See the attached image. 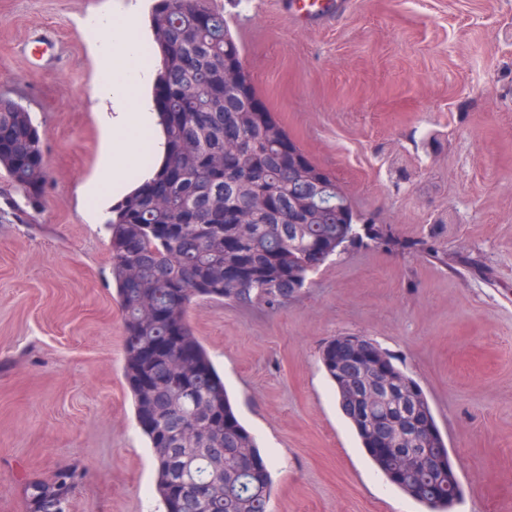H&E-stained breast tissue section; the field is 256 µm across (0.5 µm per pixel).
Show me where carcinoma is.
<instances>
[{
    "instance_id": "1",
    "label": "carcinoma",
    "mask_w": 512,
    "mask_h": 512,
    "mask_svg": "<svg viewBox=\"0 0 512 512\" xmlns=\"http://www.w3.org/2000/svg\"><path fill=\"white\" fill-rule=\"evenodd\" d=\"M148 24L165 157L112 206L106 222L123 313V375L165 512H267L271 466L195 336L190 309L201 300L291 297L309 272L354 244L385 240L386 230L359 223L336 184L302 151L284 162L287 133L256 97L241 94L252 81L211 0H153ZM42 161L31 112L0 94V171L34 210L48 180ZM320 360L362 448L371 433L350 410V385L379 390H364L361 399L383 429L417 413L413 445L430 454L369 459L429 512H452L448 476H456L455 465L417 381L401 369L386 378L370 367H338L334 339ZM241 448L251 456L250 474L241 471ZM82 478L64 467L49 481L31 482L28 512H69Z\"/></svg>"
}]
</instances>
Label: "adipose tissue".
<instances>
[{
	"label": "adipose tissue",
	"mask_w": 512,
	"mask_h": 512,
	"mask_svg": "<svg viewBox=\"0 0 512 512\" xmlns=\"http://www.w3.org/2000/svg\"><path fill=\"white\" fill-rule=\"evenodd\" d=\"M86 25L97 35V93L106 102L98 115L105 157L99 180L88 193L90 213L102 223L116 199L151 177L146 157H163L164 147L149 95L155 70L145 57V35L136 15L93 16Z\"/></svg>",
	"instance_id": "obj_1"
}]
</instances>
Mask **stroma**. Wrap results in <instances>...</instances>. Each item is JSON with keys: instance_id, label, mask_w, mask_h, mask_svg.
<instances>
[{"instance_id": "35a3bbf8", "label": "stroma", "mask_w": 512, "mask_h": 512, "mask_svg": "<svg viewBox=\"0 0 512 512\" xmlns=\"http://www.w3.org/2000/svg\"><path fill=\"white\" fill-rule=\"evenodd\" d=\"M132 1L0 0V93L31 112L49 173L30 220L0 221V512H27L28 482L66 465L85 472L70 512H163L108 235L84 198L103 102L79 21ZM213 3L258 100L392 238L349 248L290 298L190 310L271 464L267 512H426L339 409L319 356L348 335L421 386L456 465L454 512H512V0H352L324 28L279 0ZM41 26L68 46L51 75L16 52Z\"/></svg>"}]
</instances>
